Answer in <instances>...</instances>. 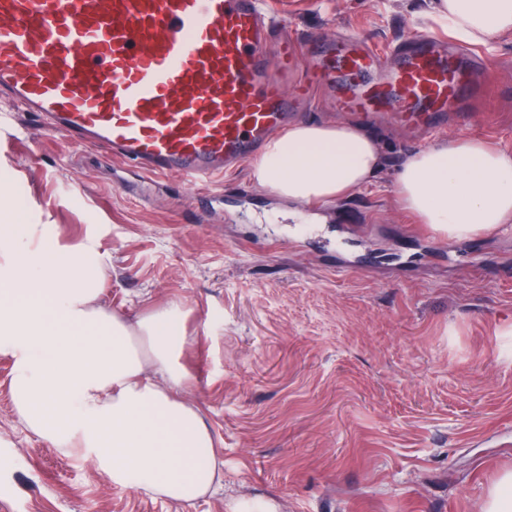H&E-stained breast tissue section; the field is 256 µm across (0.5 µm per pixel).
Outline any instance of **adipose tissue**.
I'll return each mask as SVG.
<instances>
[{"mask_svg": "<svg viewBox=\"0 0 512 512\" xmlns=\"http://www.w3.org/2000/svg\"><path fill=\"white\" fill-rule=\"evenodd\" d=\"M433 16L466 42L496 50L512 36V0H435ZM382 166L359 123L306 121L264 146L252 176L294 204L337 202ZM406 209L440 236L462 239L512 223V154L471 137L408 154L397 177ZM94 240L61 248L48 224L0 232V354L13 360L11 394L26 428L89 457L114 484L190 504L220 478L199 407L178 397L191 375L177 304L135 322L100 303Z\"/></svg>", "mask_w": 512, "mask_h": 512, "instance_id": "ef3b65f1", "label": "adipose tissue"}]
</instances>
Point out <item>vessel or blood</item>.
Returning a JSON list of instances; mask_svg holds the SVG:
<instances>
[{
	"label": "vessel or blood",
	"mask_w": 512,
	"mask_h": 512,
	"mask_svg": "<svg viewBox=\"0 0 512 512\" xmlns=\"http://www.w3.org/2000/svg\"><path fill=\"white\" fill-rule=\"evenodd\" d=\"M266 0H0V94L51 130L206 191L256 160L314 83L336 107L433 132L482 91L471 49L421 33L388 61L361 37L272 36Z\"/></svg>",
	"instance_id": "b4317fda"
}]
</instances>
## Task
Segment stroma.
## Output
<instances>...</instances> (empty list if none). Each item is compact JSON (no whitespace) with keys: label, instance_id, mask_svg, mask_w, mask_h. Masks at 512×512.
<instances>
[{"label":"stroma","instance_id":"obj_1","mask_svg":"<svg viewBox=\"0 0 512 512\" xmlns=\"http://www.w3.org/2000/svg\"><path fill=\"white\" fill-rule=\"evenodd\" d=\"M296 38L358 35L379 51L440 33L430 0H271ZM467 120L440 136L372 124L383 168L339 205L289 206L225 174L206 213L176 177L148 185L102 150L0 100V228L49 224L60 247L94 239L102 306L128 319L178 303L180 358L224 462L190 505L116 486L92 460L27 430L0 356V512H480L512 471V224L449 241L406 211L403 158L474 136L512 153V42L487 55Z\"/></svg>","mask_w":512,"mask_h":512}]
</instances>
